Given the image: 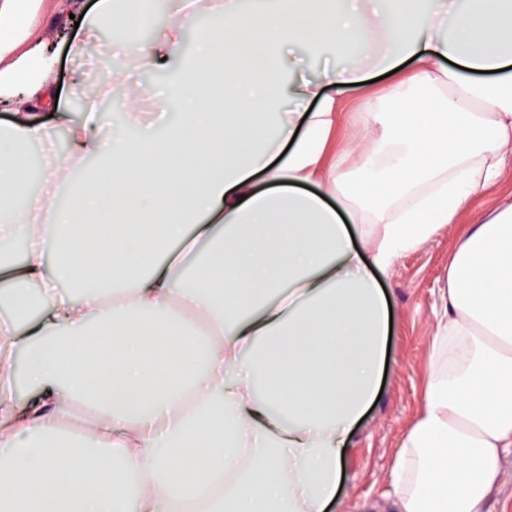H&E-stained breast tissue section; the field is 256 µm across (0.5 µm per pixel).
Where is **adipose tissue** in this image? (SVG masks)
<instances>
[{
  "instance_id": "ef3b65f1",
  "label": "adipose tissue",
  "mask_w": 512,
  "mask_h": 512,
  "mask_svg": "<svg viewBox=\"0 0 512 512\" xmlns=\"http://www.w3.org/2000/svg\"><path fill=\"white\" fill-rule=\"evenodd\" d=\"M50 0H0V107L55 112L0 127V512H326L353 427L377 398L391 315L378 278L428 241L512 160V0H184L150 40L122 36L116 69L171 67L152 92L183 118L161 144L73 122ZM190 70L176 68L199 15ZM344 67L284 79L287 47ZM393 82L370 90L364 62ZM431 88L413 105L404 91ZM386 99L356 141L337 130ZM403 161L374 178L373 126ZM45 150L32 169L26 147ZM101 163L58 206L75 166ZM362 171L349 189L339 173ZM50 192L28 193L32 176ZM68 273L76 289L59 286ZM422 411L392 465L401 512H482L512 453V205L460 239ZM46 318L20 321L35 303ZM36 392L19 404L18 379Z\"/></svg>"
}]
</instances>
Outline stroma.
<instances>
[{"mask_svg":"<svg viewBox=\"0 0 512 512\" xmlns=\"http://www.w3.org/2000/svg\"><path fill=\"white\" fill-rule=\"evenodd\" d=\"M71 0H55L38 21L43 38L59 56L56 81L67 96L73 119L83 114L79 95L71 91L74 81L85 90L96 91L109 80L112 91L97 101L105 124L114 133L130 137L149 135L162 138L164 129L155 113H130L117 92L121 89H151L166 83L161 70H147L126 76L114 72L109 57L99 46L108 42L113 52L124 49L121 41L100 34L98 42L74 53L71 42L76 33ZM512 202V168L481 190L461 210L454 223L445 225L416 249L400 256L381 284L393 311V326L387 347V363L380 396L351 434L345 459L342 493L328 512H398L392 489V462L400 443L415 421L423 403L425 368L439 325L446 318L443 290L448 264L461 234L481 223L495 207Z\"/></svg>","mask_w":512,"mask_h":512,"instance_id":"obj_1","label":"stroma"}]
</instances>
